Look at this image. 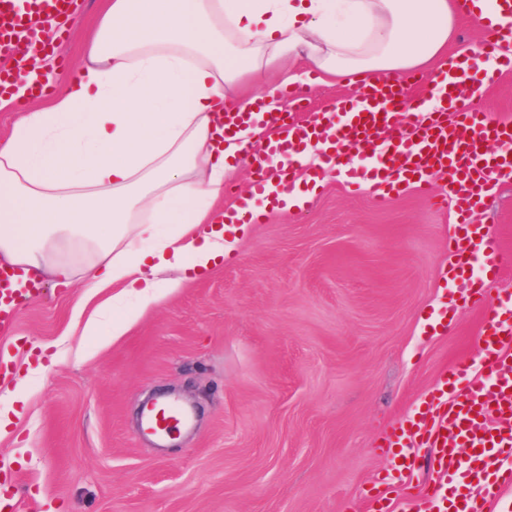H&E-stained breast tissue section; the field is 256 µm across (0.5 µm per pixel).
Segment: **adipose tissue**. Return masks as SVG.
<instances>
[{
    "mask_svg": "<svg viewBox=\"0 0 512 512\" xmlns=\"http://www.w3.org/2000/svg\"><path fill=\"white\" fill-rule=\"evenodd\" d=\"M357 31L326 21L335 0H105L73 77L47 104L31 98L50 63L11 81L27 108L0 139V258L68 281L64 248L87 256L83 276L145 305L158 272L198 273L229 246L218 204L258 125L214 134L213 113L260 77L268 109L281 87L306 85L291 58L305 52L325 83L442 68L456 0H347ZM160 224L176 225L157 238Z\"/></svg>",
    "mask_w": 512,
    "mask_h": 512,
    "instance_id": "adipose-tissue-1",
    "label": "adipose tissue"
}]
</instances>
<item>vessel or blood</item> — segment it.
<instances>
[{
  "mask_svg": "<svg viewBox=\"0 0 512 512\" xmlns=\"http://www.w3.org/2000/svg\"><path fill=\"white\" fill-rule=\"evenodd\" d=\"M73 0H0V82L19 72L12 47L35 32L52 30L63 37L64 17ZM486 37L479 56L495 59L499 73L512 74V0H497L495 18L485 20ZM476 70L474 57L454 56L446 69L428 79L422 96L412 97L400 79L358 82L351 94L309 111L303 92L285 95L297 116L285 112H228L225 125L253 121L265 124L272 138L264 148L244 146L254 174L249 200L224 210L228 224H258L265 207L284 208L285 188L304 181L308 191L326 176L340 178L352 191L371 187L375 202L388 203L407 186L423 189L434 173L446 181L453 232L448 239L452 260L444 280L457 294L434 313V326L467 306L482 310L481 363L460 359L433 384L415 410L392 428L384 445L396 450L397 473L413 467L409 451L434 449L438 478L428 486L425 501H406L402 512H447L448 487L472 491L464 512H486L502 493L512 490V294L490 295L485 275L512 264L491 225L472 223L494 190L512 184V119L469 106L468 99L493 83ZM322 151L311 172L298 166L311 145ZM41 285L14 266H0V333L15 326L21 306L37 301ZM190 414L181 404L166 402L148 412L144 429L163 438L185 425Z\"/></svg>",
  "mask_w": 512,
  "mask_h": 512,
  "instance_id": "vessel-or-blood-1",
  "label": "vessel or blood"
}]
</instances>
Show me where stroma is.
<instances>
[{"label":"stroma","instance_id":"1","mask_svg":"<svg viewBox=\"0 0 512 512\" xmlns=\"http://www.w3.org/2000/svg\"><path fill=\"white\" fill-rule=\"evenodd\" d=\"M103 0H79L56 58L76 65ZM405 189L389 205L327 180L304 209L248 225L211 271L150 304L124 335L88 321L115 288L43 275L44 294L0 336L21 387L0 438V467L26 495L17 512H369L387 497L423 498L420 459L385 481L391 426L461 358H476L481 313L427 325L448 294L449 212ZM473 223L512 253V188ZM171 393L193 427L155 447L145 399Z\"/></svg>","mask_w":512,"mask_h":512}]
</instances>
